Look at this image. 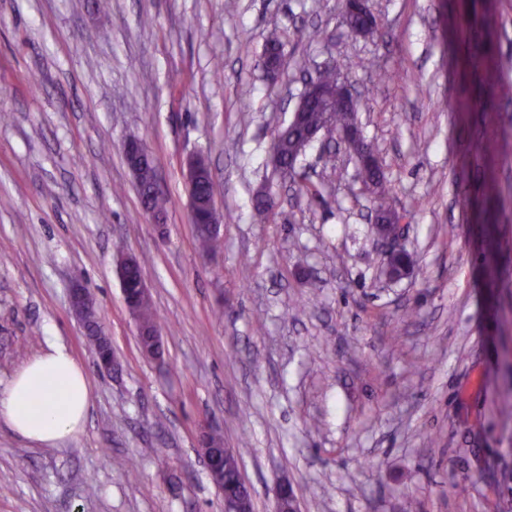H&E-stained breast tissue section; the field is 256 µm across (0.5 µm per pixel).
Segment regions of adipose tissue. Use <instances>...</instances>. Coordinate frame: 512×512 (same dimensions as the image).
Returning a JSON list of instances; mask_svg holds the SVG:
<instances>
[{
	"mask_svg": "<svg viewBox=\"0 0 512 512\" xmlns=\"http://www.w3.org/2000/svg\"><path fill=\"white\" fill-rule=\"evenodd\" d=\"M90 386L68 349L48 343L0 393V423L22 439L56 446L82 431Z\"/></svg>",
	"mask_w": 512,
	"mask_h": 512,
	"instance_id": "adipose-tissue-1",
	"label": "adipose tissue"
}]
</instances>
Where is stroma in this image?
<instances>
[{
	"instance_id": "stroma-1",
	"label": "stroma",
	"mask_w": 512,
	"mask_h": 512,
	"mask_svg": "<svg viewBox=\"0 0 512 512\" xmlns=\"http://www.w3.org/2000/svg\"><path fill=\"white\" fill-rule=\"evenodd\" d=\"M370 5L361 37L343 0H0V391L50 336L90 385L64 444L0 425V512H224L199 445L213 429L254 512L283 480L301 512H512V0ZM313 26L322 40L294 38ZM302 57L358 97L414 260L400 282L380 274L387 245L343 147L332 170L324 141L299 159L310 194L273 169ZM131 138L154 158L164 229L141 207ZM195 153L224 215L212 255L190 218ZM121 251L147 260L162 360L140 349ZM77 283L114 374L70 308Z\"/></svg>"
}]
</instances>
